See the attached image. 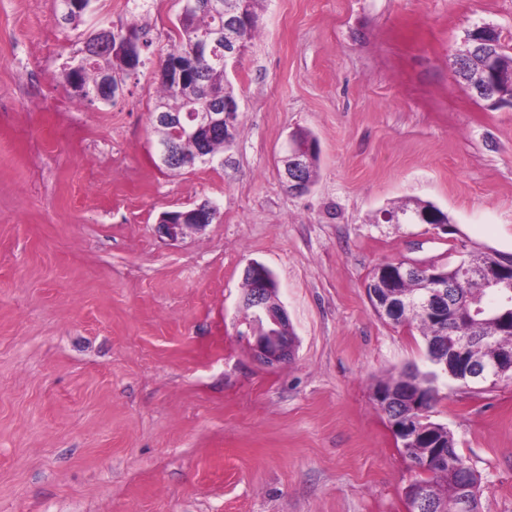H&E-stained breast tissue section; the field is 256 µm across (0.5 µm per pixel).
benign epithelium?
I'll return each mask as SVG.
<instances>
[{
    "instance_id": "1",
    "label": "benign epithelium",
    "mask_w": 512,
    "mask_h": 512,
    "mask_svg": "<svg viewBox=\"0 0 512 512\" xmlns=\"http://www.w3.org/2000/svg\"><path fill=\"white\" fill-rule=\"evenodd\" d=\"M248 0H183L182 10L204 9L214 16L224 18V27L201 34L195 53L209 54L224 64V72L236 71L246 47L235 36L239 21L244 19L247 12ZM473 82L485 86L492 84L493 88L507 86L512 88V68L503 69L494 61H489V67L473 77ZM239 105L236 101H224V107L213 106L205 102L204 107L179 115L170 112L153 113V123L158 127H175V137L157 141L156 155L161 165L178 164L193 168L198 164L211 161V158L198 152L194 155H184L179 150V141H203L215 130L224 131V142L233 140L238 124ZM317 152V145L312 141L303 140L297 133H292L289 139L288 152L281 159L283 178L288 191L304 193L311 187V179L307 172L311 157ZM214 205L203 201L185 212L180 213L178 221H159L160 233L171 241H176L184 234L185 229L203 230L210 222ZM452 253L456 256L453 271L454 279H448V273L438 266L413 263L405 260H393L376 268L377 283L380 289L371 291V296L380 311L393 320L404 321L408 310L415 308L425 313H431L436 319H441L438 313L439 298L448 295V289L455 288L478 276L489 292L497 294L502 306H512V267L490 265L481 270H473L466 260L464 243L455 245ZM420 272L425 273L426 293L405 302L397 294H391L388 289L396 287L399 281L412 277ZM243 277L250 282L249 294L244 296V305L251 310V323L256 335V348L259 357L268 364H277L290 359L294 351V338L288 335V313L279 301H271L270 296L278 293V285L272 273L263 265L251 262L243 272ZM448 376L453 379L466 381H486L498 384L503 379L512 378V351H499L491 359L474 363H462L461 369H446ZM376 404L385 408L388 426L400 447L404 450L416 445L418 437L425 432V426L420 421L426 419L428 412L416 408L421 416L414 417L398 424V419L389 416L391 408L400 400L396 394L383 388L374 392Z\"/></svg>"
}]
</instances>
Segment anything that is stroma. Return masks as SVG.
<instances>
[{"label": "stroma", "mask_w": 512, "mask_h": 512, "mask_svg": "<svg viewBox=\"0 0 512 512\" xmlns=\"http://www.w3.org/2000/svg\"><path fill=\"white\" fill-rule=\"evenodd\" d=\"M0 0V512H407L417 473L378 379L425 364L374 310L379 264L444 265L453 240L512 253V108L448 70L474 26L512 55V0H262L230 81L240 124L211 162L159 166L153 72L179 0ZM148 23L151 61L111 102L61 79L98 26ZM317 177L288 192L290 134ZM217 207L172 242L163 212ZM409 199L453 236L387 224ZM267 267L296 342L257 356L243 271ZM431 413L512 512V380L437 384Z\"/></svg>", "instance_id": "35a3bbf8"}]
</instances>
